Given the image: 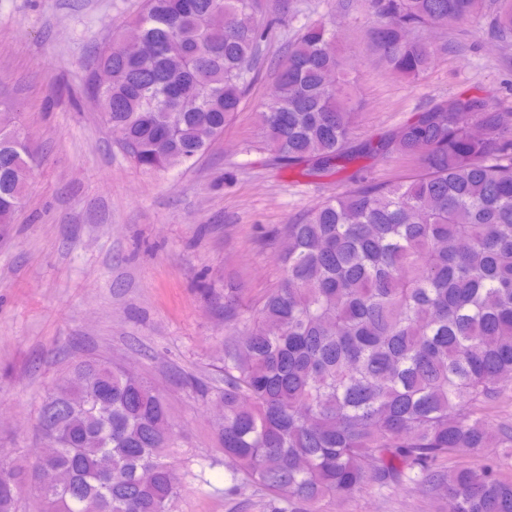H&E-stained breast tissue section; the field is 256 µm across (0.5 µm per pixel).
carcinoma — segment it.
<instances>
[{"instance_id": "carcinoma-1", "label": "carcinoma", "mask_w": 512, "mask_h": 512, "mask_svg": "<svg viewBox=\"0 0 512 512\" xmlns=\"http://www.w3.org/2000/svg\"><path fill=\"white\" fill-rule=\"evenodd\" d=\"M259 0H144L87 89L129 160L144 170L190 166L224 134L276 19ZM371 42L415 77L435 49L409 32L482 16L483 0H368ZM495 26L512 34V0ZM354 110L336 32L305 26L288 44L258 112L269 153L317 176L350 161ZM478 125L483 134L471 135ZM416 156L417 174L365 177L286 226L283 278L244 317L224 295V389L214 431L222 464L270 496L272 512L359 490L424 484L448 512H512V479L483 456L511 448L489 409L512 385V123L484 96L458 94L362 145ZM36 156L0 113V224L13 223ZM42 452L23 467L0 450V512L31 486L44 512H173L185 474L167 460L177 433L143 378L82 361L42 402Z\"/></svg>"}]
</instances>
